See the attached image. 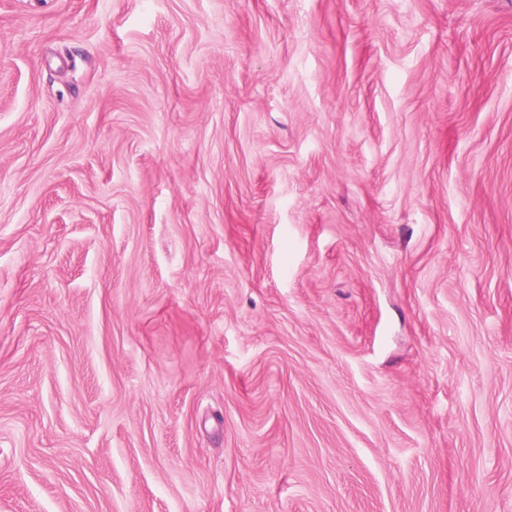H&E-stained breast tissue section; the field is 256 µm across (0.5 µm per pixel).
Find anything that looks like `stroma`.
Returning a JSON list of instances; mask_svg holds the SVG:
<instances>
[{
  "mask_svg": "<svg viewBox=\"0 0 512 512\" xmlns=\"http://www.w3.org/2000/svg\"><path fill=\"white\" fill-rule=\"evenodd\" d=\"M0 512H512V0H0Z\"/></svg>",
  "mask_w": 512,
  "mask_h": 512,
  "instance_id": "obj_1",
  "label": "stroma"
}]
</instances>
